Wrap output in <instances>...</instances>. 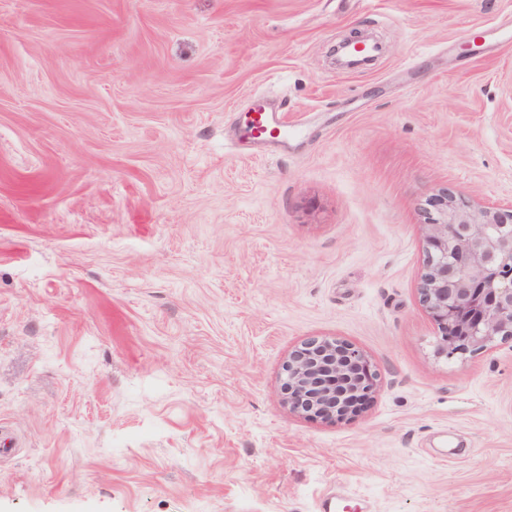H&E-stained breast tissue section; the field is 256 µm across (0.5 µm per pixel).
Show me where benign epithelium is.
<instances>
[{
	"instance_id": "obj_1",
	"label": "benign epithelium",
	"mask_w": 512,
	"mask_h": 512,
	"mask_svg": "<svg viewBox=\"0 0 512 512\" xmlns=\"http://www.w3.org/2000/svg\"><path fill=\"white\" fill-rule=\"evenodd\" d=\"M348 39L333 50L337 66L362 59ZM426 257L420 302L438 326L435 353L446 359L490 350L512 339V207L477 209L447 188L427 200ZM377 386L364 354L335 337L311 338L281 371L284 404L305 417L343 420L356 414Z\"/></svg>"
}]
</instances>
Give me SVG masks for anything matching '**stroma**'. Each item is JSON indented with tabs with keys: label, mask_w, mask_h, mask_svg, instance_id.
Segmentation results:
<instances>
[{
	"label": "stroma",
	"mask_w": 512,
	"mask_h": 512,
	"mask_svg": "<svg viewBox=\"0 0 512 512\" xmlns=\"http://www.w3.org/2000/svg\"><path fill=\"white\" fill-rule=\"evenodd\" d=\"M444 188L512 206V0H0V512H512V341L419 301ZM311 337L355 415L283 404ZM363 39H348L333 49L334 60L337 66L347 69H355L362 66L363 60L358 55L352 54L348 48L358 45ZM259 105L249 118L245 138L252 144L285 145L288 141V125L283 119L280 106L258 100ZM376 386L377 374L364 354L335 337L303 342L282 365L283 402L305 417L346 419L367 403Z\"/></svg>",
	"instance_id": "stroma-1"
}]
</instances>
